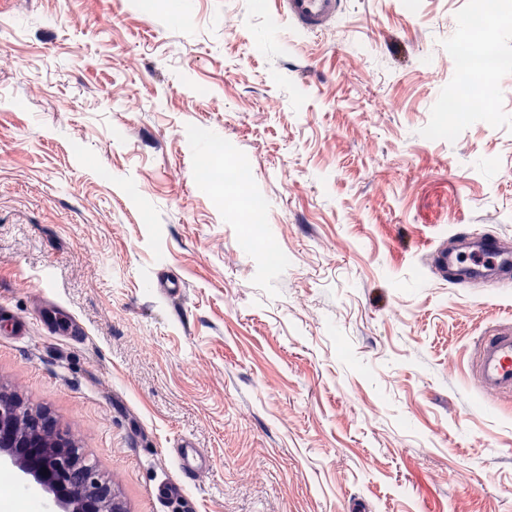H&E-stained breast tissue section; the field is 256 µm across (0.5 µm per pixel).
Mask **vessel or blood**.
<instances>
[{"label": "vessel or blood", "instance_id": "1", "mask_svg": "<svg viewBox=\"0 0 512 512\" xmlns=\"http://www.w3.org/2000/svg\"><path fill=\"white\" fill-rule=\"evenodd\" d=\"M343 5L344 0H279V10L293 28L313 33L335 24ZM465 253L472 255V262H462L461 256ZM433 263L442 276L457 285L483 279L499 284L512 282V248L497 237H480L464 251L437 250ZM477 372L486 391L512 394V327L494 329L483 337L477 353ZM172 454L178 485L182 488L190 486L201 472L213 466L211 457L188 438L181 440Z\"/></svg>", "mask_w": 512, "mask_h": 512}]
</instances>
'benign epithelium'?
<instances>
[{"label": "benign epithelium", "mask_w": 512, "mask_h": 512, "mask_svg": "<svg viewBox=\"0 0 512 512\" xmlns=\"http://www.w3.org/2000/svg\"><path fill=\"white\" fill-rule=\"evenodd\" d=\"M16 400L0 396V459L46 491L52 512H124L112 486L46 412L18 415Z\"/></svg>", "instance_id": "7a95c632"}]
</instances>
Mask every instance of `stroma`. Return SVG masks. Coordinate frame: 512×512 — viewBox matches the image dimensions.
Listing matches in <instances>:
<instances>
[{
	"instance_id": "1",
	"label": "stroma",
	"mask_w": 512,
	"mask_h": 512,
	"mask_svg": "<svg viewBox=\"0 0 512 512\" xmlns=\"http://www.w3.org/2000/svg\"><path fill=\"white\" fill-rule=\"evenodd\" d=\"M474 9L345 0L307 35L276 0H0V392L126 512H176L183 437L195 512H512V396L472 367L512 288L430 261L512 245V0L486 76L454 61ZM468 89L492 111H447ZM170 453L175 459L179 481H168L159 487L175 484L183 489L190 486L201 472L208 471L213 467L211 457L205 454L201 448H196L188 438L181 440L178 448H171Z\"/></svg>"
}]
</instances>
